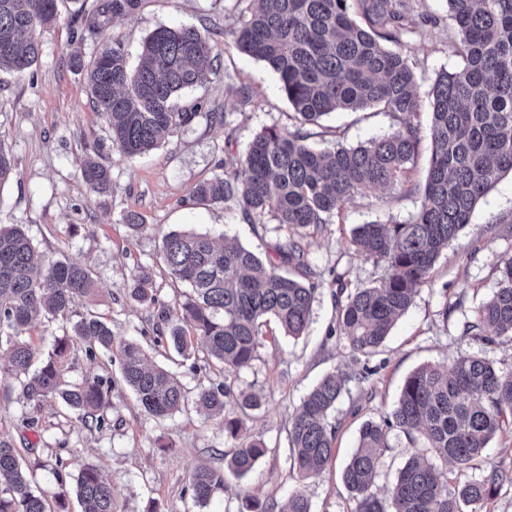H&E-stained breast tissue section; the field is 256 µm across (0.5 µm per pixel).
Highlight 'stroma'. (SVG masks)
Listing matches in <instances>:
<instances>
[{
  "label": "stroma",
  "mask_w": 512,
  "mask_h": 512,
  "mask_svg": "<svg viewBox=\"0 0 512 512\" xmlns=\"http://www.w3.org/2000/svg\"><path fill=\"white\" fill-rule=\"evenodd\" d=\"M97 0H58L56 23L40 28L42 54L22 74L0 72V147L11 155L12 178L0 185V224L24 225L47 258L68 259L88 266L95 291L77 305L78 314L92 313L111 327L116 340L148 342L157 319L153 307L132 300L128 290L141 268H151L160 299L172 305L187 287L169 278L158 261L164 234L173 230L209 233L217 240L242 244L259 256L270 254L277 239L274 222L246 223L227 204H201L190 197L201 182L223 175L230 158L244 155L252 137L272 125L290 127L292 108L279 90L277 75L234 45L240 24L236 0H141L134 13L112 20L105 30L75 41V21L95 8ZM416 10L434 16L408 44L420 93H427L441 70L460 60L448 47L453 31L445 0H417ZM161 26H188L209 33L220 56V72L210 83L186 90V102L201 101L205 109L225 113V121L197 119L174 131L158 148L130 159L119 152L103 154L111 171L107 192L93 191L83 180L81 165L105 135L82 73L72 63L73 50L95 55L102 43L124 44L130 65H138L143 40ZM252 88L253 101L241 106L240 86ZM391 121L371 109L338 111L324 116L310 143L318 149L341 143L355 146L389 132ZM428 153L417 160L412 191L394 187L359 191L342 210V223L306 229L303 246L317 287L307 332L299 339L281 336L275 323L262 327L265 344L248 367L225 374L214 358L198 355L184 361L173 350L157 348L149 356L176 373L190 396L180 411L166 418L148 414L126 385L119 360L86 357L73 345L64 379L80 383L99 375L112 382L108 427L97 429L49 398L29 402L21 393L0 404V432L12 435L24 457L35 463V480L47 492L73 485L79 469L97 467L111 479L116 512H244L247 500L261 505L283 504L295 488L290 471L287 430L290 417L327 373L359 370L349 350L330 327L336 324L337 275L352 286L377 279L381 270L357 253L350 230L378 221L402 223L419 208ZM138 213L145 229L132 233L125 217ZM512 176H504L477 206L468 224L439 258L430 284L420 288L408 311L387 337L378 361L380 372L363 386H350L341 397L335 418L342 422L336 457L329 468L308 480L303 490L311 512H351L353 502L341 473L357 445L359 429L385 416L397 401L405 378L427 364L485 352L503 368L512 367V342L482 350L461 336L462 313L442 319L444 305L463 299L473 309L496 287L498 255L512 252ZM231 385L262 396L261 409L243 414L237 402H227L224 414L208 418L192 399L197 388ZM35 418L27 426V418ZM241 418L249 438L268 448L256 469L242 478L227 476L226 486L204 507L189 491L193 470L202 464L223 468L231 446L224 421ZM63 471H56V460Z\"/></svg>",
  "instance_id": "stroma-1"
}]
</instances>
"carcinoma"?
Returning a JSON list of instances; mask_svg holds the SVG:
<instances>
[{
  "instance_id": "1",
  "label": "carcinoma",
  "mask_w": 512,
  "mask_h": 512,
  "mask_svg": "<svg viewBox=\"0 0 512 512\" xmlns=\"http://www.w3.org/2000/svg\"><path fill=\"white\" fill-rule=\"evenodd\" d=\"M58 0H0V71L23 73L41 54L38 29L58 18ZM247 3L236 47L266 63L291 104L292 128L269 126L246 153L224 164V176L196 185L198 202H227L249 224L270 217L287 231L262 260L243 246L216 243L208 234L170 231L160 259L169 275L190 292L171 314L144 268L130 297L157 308L155 342H167L185 360L203 349L238 372L265 345L260 319L276 320L284 335L299 337L308 327L317 288L300 239L302 230L333 223L360 190L412 187L416 160L430 145L431 156L420 207L404 223L371 222L353 228L355 250L382 268L366 287L336 294V328L355 359L356 373L326 375L301 401L288 428L290 468L298 480L319 476L333 461L340 423L330 421L336 402L351 382L362 384L381 366L368 361L414 302L419 288L448 244L467 224L488 191L512 173V0H446L454 33L448 42L462 65L442 70L422 99L405 50L419 27L413 0H237ZM140 0H100L82 22L83 33L102 31L113 18L133 13ZM212 39L194 28L160 27L142 42L141 64L133 69L119 42L105 44L86 61L73 57L84 73L91 98L107 129L111 148L127 157L145 154L174 130L198 118L212 120L194 102L179 105L182 91L207 83ZM375 108L390 116L392 131L365 144H336L318 150L308 144V124L338 110ZM429 114L423 124L421 114ZM82 177L94 191L110 187V170L88 156ZM497 287L464 318L461 335L482 347L512 341V253L499 256ZM93 290L84 266L45 257L21 224L0 225V349L4 369L29 401L58 398L98 429L109 425L111 385L94 376L63 383L65 359L74 342L85 355L113 351L112 329L97 316L83 317L71 334L54 339L38 367L25 333L44 315L71 320L76 304ZM122 376L150 414L165 417L185 402L183 385L163 367L149 364L134 342L119 345ZM231 387L220 384L195 394L207 415L224 413ZM512 429V368L503 369L481 354L448 364L424 365L410 373L394 407L380 421L363 424L357 447L343 471L354 512H490L488 504L512 470L491 466L458 485L448 484V465L468 469L504 429ZM242 421H224L234 441L227 470L242 478L265 456L263 441L240 439ZM406 439L409 457L385 493L374 489L390 435ZM225 473L195 469L193 499L208 504L223 489ZM74 493L82 512H114L112 482L94 466L81 469ZM0 512H48L45 492L33 485L12 437L0 433ZM280 512H311L296 489Z\"/></svg>"
}]
</instances>
